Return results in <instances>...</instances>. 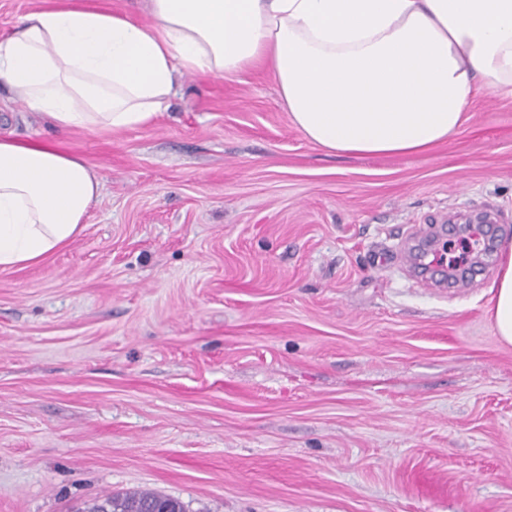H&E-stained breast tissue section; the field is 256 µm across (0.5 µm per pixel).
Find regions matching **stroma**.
Segmentation results:
<instances>
[{"instance_id": "stroma-1", "label": "stroma", "mask_w": 512, "mask_h": 512, "mask_svg": "<svg viewBox=\"0 0 512 512\" xmlns=\"http://www.w3.org/2000/svg\"><path fill=\"white\" fill-rule=\"evenodd\" d=\"M0 88V130L98 173L81 233L0 272V512L152 490L186 512H512V96L477 91L421 154L333 155L262 71L188 75L153 125L59 133ZM472 281L424 287L411 235ZM490 317L500 340L512 345V243L506 245L496 281Z\"/></svg>"}]
</instances>
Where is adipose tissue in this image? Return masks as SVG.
I'll use <instances>...</instances> for the list:
<instances>
[{"instance_id":"adipose-tissue-1","label":"adipose tissue","mask_w":512,"mask_h":512,"mask_svg":"<svg viewBox=\"0 0 512 512\" xmlns=\"http://www.w3.org/2000/svg\"><path fill=\"white\" fill-rule=\"evenodd\" d=\"M148 22L41 7L0 40V82L61 132L149 126L186 74L263 66L323 149L422 152L454 135L477 82L512 94V0H148ZM78 155L0 134V272L72 241L100 195ZM490 308L512 345V244Z\"/></svg>"}]
</instances>
